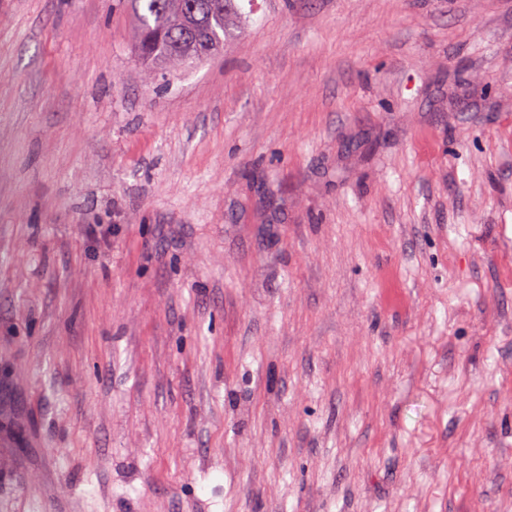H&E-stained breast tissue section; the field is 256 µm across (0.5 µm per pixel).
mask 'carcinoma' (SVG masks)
<instances>
[{
    "instance_id": "carcinoma-1",
    "label": "carcinoma",
    "mask_w": 512,
    "mask_h": 512,
    "mask_svg": "<svg viewBox=\"0 0 512 512\" xmlns=\"http://www.w3.org/2000/svg\"><path fill=\"white\" fill-rule=\"evenodd\" d=\"M133 42L152 83L163 71H176L223 49L238 29V0H129Z\"/></svg>"
}]
</instances>
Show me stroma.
<instances>
[{
	"label": "stroma",
	"mask_w": 512,
	"mask_h": 512,
	"mask_svg": "<svg viewBox=\"0 0 512 512\" xmlns=\"http://www.w3.org/2000/svg\"><path fill=\"white\" fill-rule=\"evenodd\" d=\"M0 0L8 512H512V0ZM133 42L153 83L162 71H176L223 49L238 29L236 0H129Z\"/></svg>",
	"instance_id": "obj_1"
}]
</instances>
